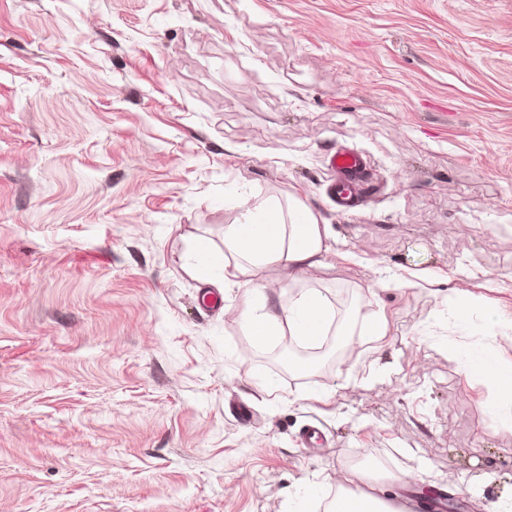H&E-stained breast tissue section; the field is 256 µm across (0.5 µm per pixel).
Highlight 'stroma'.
Returning <instances> with one entry per match:
<instances>
[{
  "mask_svg": "<svg viewBox=\"0 0 512 512\" xmlns=\"http://www.w3.org/2000/svg\"><path fill=\"white\" fill-rule=\"evenodd\" d=\"M243 195L334 239L315 280L258 276L278 306L316 289L386 336L277 369L288 333L227 316ZM452 288L512 315V0H0V512H291L310 483V512L340 485L507 510ZM336 174V203L350 207L358 199V187L366 168L364 156L355 149H339L331 157Z\"/></svg>",
  "mask_w": 512,
  "mask_h": 512,
  "instance_id": "1",
  "label": "stroma"
}]
</instances>
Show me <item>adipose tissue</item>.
<instances>
[{"instance_id":"obj_1","label":"adipose tissue","mask_w":512,"mask_h":512,"mask_svg":"<svg viewBox=\"0 0 512 512\" xmlns=\"http://www.w3.org/2000/svg\"><path fill=\"white\" fill-rule=\"evenodd\" d=\"M238 206L242 210L240 222L224 229V247L232 256L224 264L225 284H239L241 277L272 265L288 276L314 274L324 268L331 250L329 233L310 210L299 204L285 209L272 199L255 204L245 196L239 198ZM239 321L259 340L284 324L290 335L305 343L332 332L345 337L347 344L355 342L352 322L336 324L330 301L315 289L299 291L282 314L277 313L265 289H248L247 307ZM481 329L495 348L464 353L463 367L467 374L480 376L500 396L502 405L495 413L503 422L511 423L512 413L507 407L512 404V362H504L499 350L512 348V317H505L494 304H485Z\"/></svg>"}]
</instances>
